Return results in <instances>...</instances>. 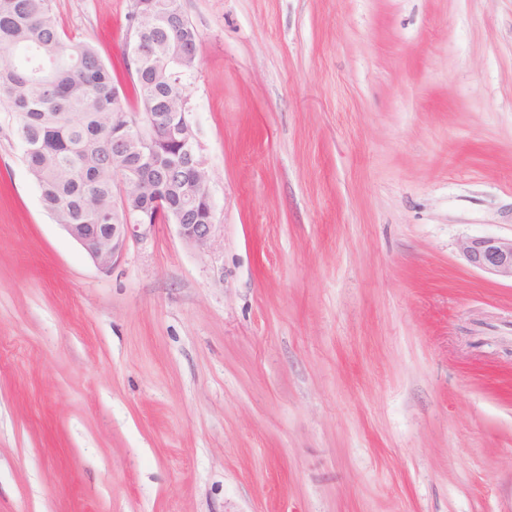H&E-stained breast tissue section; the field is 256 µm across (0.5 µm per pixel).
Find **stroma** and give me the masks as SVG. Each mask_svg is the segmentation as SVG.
Instances as JSON below:
<instances>
[{
  "mask_svg": "<svg viewBox=\"0 0 512 512\" xmlns=\"http://www.w3.org/2000/svg\"><path fill=\"white\" fill-rule=\"evenodd\" d=\"M182 5L210 245L101 272L0 111V512H512V0ZM460 250L474 269L512 282V238H469Z\"/></svg>",
  "mask_w": 512,
  "mask_h": 512,
  "instance_id": "1",
  "label": "stroma"
}]
</instances>
